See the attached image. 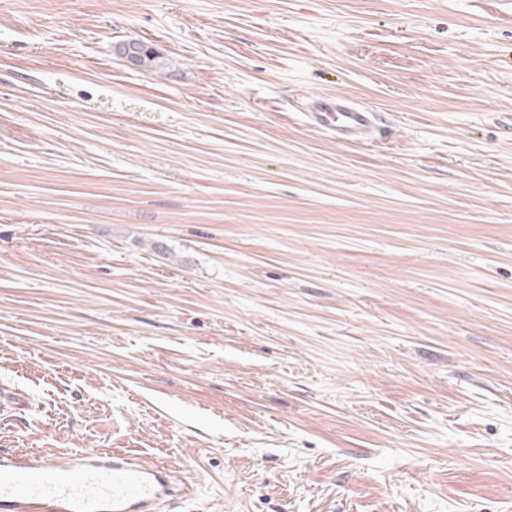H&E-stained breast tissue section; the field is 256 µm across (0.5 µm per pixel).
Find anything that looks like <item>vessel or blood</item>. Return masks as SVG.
Segmentation results:
<instances>
[{
	"mask_svg": "<svg viewBox=\"0 0 512 512\" xmlns=\"http://www.w3.org/2000/svg\"><path fill=\"white\" fill-rule=\"evenodd\" d=\"M308 119L342 144L375 130L373 112L343 96L311 98ZM173 488L165 466L95 450L0 456V512H158Z\"/></svg>",
	"mask_w": 512,
	"mask_h": 512,
	"instance_id": "b4317fda",
	"label": "vessel or blood"
}]
</instances>
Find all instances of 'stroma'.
Segmentation results:
<instances>
[{
	"label": "stroma",
	"mask_w": 512,
	"mask_h": 512,
	"mask_svg": "<svg viewBox=\"0 0 512 512\" xmlns=\"http://www.w3.org/2000/svg\"><path fill=\"white\" fill-rule=\"evenodd\" d=\"M79 448L512 512V0H0V453ZM135 52V54H134ZM133 54L135 64L146 70H151L159 66V59L157 53L153 49L149 48L144 42L138 40V43L133 48L126 52L124 60L129 64H133ZM308 119L315 129L342 144L368 141L376 128L374 112L343 96L311 98Z\"/></svg>",
	"instance_id": "obj_1"
}]
</instances>
